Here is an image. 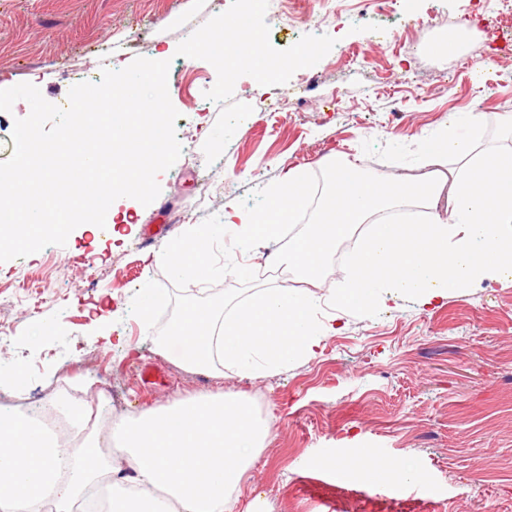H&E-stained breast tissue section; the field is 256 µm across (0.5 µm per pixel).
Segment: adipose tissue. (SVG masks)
Segmentation results:
<instances>
[{
	"instance_id": "1",
	"label": "adipose tissue",
	"mask_w": 512,
	"mask_h": 512,
	"mask_svg": "<svg viewBox=\"0 0 512 512\" xmlns=\"http://www.w3.org/2000/svg\"><path fill=\"white\" fill-rule=\"evenodd\" d=\"M232 46L234 65L257 64L259 35L239 41L216 26L195 45L214 55ZM482 113L452 114L447 126L427 138L418 157L419 175L365 176L339 155L330 186L305 232L290 239L288 264L314 274L341 237L353 239L354 273L331 299L346 310L371 311L402 298L432 305L449 293L505 277L512 262V152L481 147L474 136ZM303 173L261 211L236 205L220 224L195 226L161 256L176 276L210 275L211 242L231 234L249 248L278 237L307 199ZM117 449L90 434L73 448L23 415L0 414V512H80L103 482L132 471L131 487L111 501L112 512H231L238 490L268 436L247 396L217 392L167 408L145 410L116 423Z\"/></svg>"
}]
</instances>
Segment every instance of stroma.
<instances>
[{"label":"stroma","instance_id":"stroma-1","mask_svg":"<svg viewBox=\"0 0 512 512\" xmlns=\"http://www.w3.org/2000/svg\"><path fill=\"white\" fill-rule=\"evenodd\" d=\"M0 0V89L36 85L58 105L70 88L100 81L102 68L121 69L138 57L116 34L149 30L155 49L168 50V80L180 116L178 161L158 176L150 205L117 199L126 221L108 234L74 229L66 246L51 245L0 263V373L24 375V388L59 397L79 394L107 434L114 423L149 407L211 392L246 393L269 436L235 494L232 512L253 501L269 512H384L382 496L404 488L401 477L368 471V449H387L395 463L428 484L420 503L401 512H512V278L482 281L437 305L414 299L367 313L320 309L335 318L315 356L278 372L223 377L189 371L163 351L153 330L131 314L134 294L154 280L174 284L160 253L186 231L181 217L220 224L228 203L261 210L295 170L315 175L339 153L370 176H413L424 138L455 112L483 115L481 142L507 150L512 138V53L492 19L495 0H402L381 10L374 0H304L302 27L282 15L267 25L260 54L284 58L303 46L317 52L283 68L271 83L250 67L226 81L223 67L192 50L191 38L232 20L236 0ZM458 36L459 53L437 49ZM369 59L368 71L352 63ZM471 67H461V59ZM205 79H196L198 71ZM314 75L307 102L295 109L288 91ZM280 100L275 112L259 98ZM170 230L145 245L146 225ZM100 274L87 279L88 266ZM144 365L166 379L141 378ZM112 387V404L103 393ZM345 467L344 484L325 461Z\"/></svg>","mask_w":512,"mask_h":512}]
</instances>
